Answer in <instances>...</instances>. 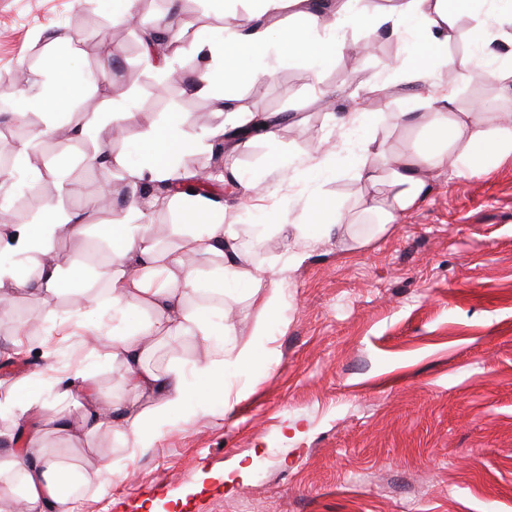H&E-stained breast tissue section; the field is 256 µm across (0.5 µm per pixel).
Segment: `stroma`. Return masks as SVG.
<instances>
[{
	"label": "stroma",
	"instance_id": "1",
	"mask_svg": "<svg viewBox=\"0 0 512 512\" xmlns=\"http://www.w3.org/2000/svg\"><path fill=\"white\" fill-rule=\"evenodd\" d=\"M224 4L138 0L135 18L117 24L112 0H0L1 98L18 100L34 78L50 79L55 70L100 74L86 86L92 111L74 103L54 118L85 127L83 138H33L43 111L18 117L0 110V128L12 144H26L44 172L15 173L0 205L23 200L24 223L38 224L35 200L69 212L106 185L129 193L149 124L180 113L190 136L201 110L221 126L214 96L189 86L202 65L194 32L221 34ZM161 17L193 26L175 42L148 46L145 33ZM338 37L371 39V51L315 69L273 47L263 62L269 77L234 89L239 111L288 114L275 143L234 145L224 134L216 139L221 155L208 148L178 161L190 179L223 165L222 186L203 197L223 206L225 223L263 225L259 237L237 241L249 264L283 255L280 235L268 228L274 215L298 220L316 192L350 208L364 192L345 169L326 181L308 171L314 147L341 143L353 113H369L365 137L399 151L420 134L397 118L424 112L418 89L452 86L456 108L491 102L512 111V86L483 80L480 69L429 65L416 74L390 24L347 26ZM126 111L142 121L113 141L112 115ZM102 148L124 159L107 184L86 163ZM278 159L296 177L258 200ZM257 203L263 214L250 213ZM129 219L124 203H114L82 235L56 239L55 251L77 279L93 277L110 253L101 225ZM352 232L363 246L325 240L283 273L281 310L265 325L276 360L230 382L250 387L249 398L229 411L216 401L163 430L130 477L103 474L95 491L74 500L73 512H512V161L476 176L437 174L428 197L387 232L375 234L369 223ZM84 308L73 290L47 303L19 297L16 316L29 321L37 345L5 357L13 324L0 322V394L17 377L80 364L96 372L103 390L119 393L120 365L88 342L86 330L57 332ZM237 462L247 466L246 477L234 470Z\"/></svg>",
	"mask_w": 512,
	"mask_h": 512
}]
</instances>
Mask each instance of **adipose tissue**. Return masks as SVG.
<instances>
[{"instance_id": "ef3b65f1", "label": "adipose tissue", "mask_w": 512, "mask_h": 512, "mask_svg": "<svg viewBox=\"0 0 512 512\" xmlns=\"http://www.w3.org/2000/svg\"><path fill=\"white\" fill-rule=\"evenodd\" d=\"M256 14L242 17L235 9L224 11V36L200 38L196 50L203 65L192 93L210 91L222 81L226 92L217 99L224 112V124L232 129L254 125L258 136L276 137V125L268 120L253 122L237 111L230 88L244 81L268 77L261 65L270 47L318 64L334 61L338 45L335 33L348 25L368 26L369 17L355 12L351 0H342L335 12L316 8L314 0H257ZM477 17L472 31L471 51L451 56L445 51L450 37L449 8ZM293 12L303 27L288 25L283 15ZM392 30L405 43L411 56L435 61L451 69H465L482 62L496 80L512 77V67L496 58L478 60L476 50L496 38L506 37L512 24V0H403L388 15ZM321 27L325 38L315 40L307 28ZM428 110L425 139L411 140L403 155H394L384 142L361 140L359 147L343 152L324 151L316 168L321 178L335 176L336 160L368 186L355 205L344 211L330 197L316 194L306 204V218L296 224H280L289 261L305 260L321 240L351 234L353 214L378 217L377 233H385L399 214L425 199L432 189V177L448 169L476 175L488 164L512 159V113L480 105L453 111V90L424 97ZM183 116L172 117L165 126L151 129L143 163L132 170V179L153 181L173 178L170 160L187 147L202 148L215 128L198 127L194 143L182 136ZM144 204L130 200L135 221L106 229L111 242L110 258L101 274L103 288L85 283L81 290L89 309L110 314L111 328L95 327L91 334L112 360L125 370L121 396L105 395L95 374L78 369L68 375L39 373L14 379L0 400V411L11 413L18 422L41 415L43 423L28 434L23 447L0 448V503L13 512H72V485L89 490L102 473L126 475L129 462L153 448L159 432L176 425L188 404L206 409L215 399L227 395L224 373L227 367L249 370L257 362L275 361V349L264 339L262 321L274 316L281 305L277 291L280 268L273 265L244 266L236 244L238 225L224 221L221 209L197 199L184 208V221L175 225L173 242L162 243L155 225L143 223ZM86 214H60L45 209L39 224H13L6 239H0V318L12 315L20 295L50 300L66 291L74 278L72 268L53 259V243L61 236L82 234ZM241 297L257 310L260 323L256 336L241 341L239 330L226 308L227 299ZM144 311L131 322L133 311ZM182 339L193 340L206 351L203 361L191 370L152 366L160 346ZM54 392L59 408L46 414L47 392ZM82 393L83 412L70 419L68 406L75 393ZM120 435L121 457L100 461L89 468L69 454L51 451L45 444L47 432L70 437H93L101 428Z\"/></svg>"}]
</instances>
